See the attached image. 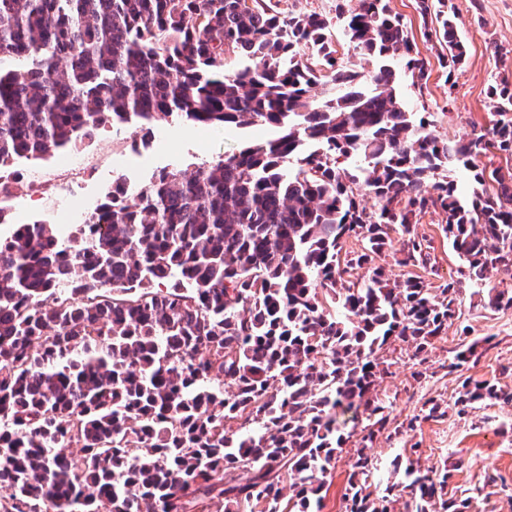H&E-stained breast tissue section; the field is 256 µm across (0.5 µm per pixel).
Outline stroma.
<instances>
[{
    "mask_svg": "<svg viewBox=\"0 0 512 512\" xmlns=\"http://www.w3.org/2000/svg\"><path fill=\"white\" fill-rule=\"evenodd\" d=\"M277 10L288 14L317 13L329 22L338 56L349 67L370 75L373 66L349 51L336 17V0H272ZM390 10L400 14L422 57L428 62V77L419 86L404 83L403 102L418 113L429 131L444 140L466 139L487 133L494 118L489 91L503 78L512 79V0H445V12L454 14L457 31L465 46V60L454 76L441 66L439 43L426 40L416 0H387ZM272 126L205 127L173 121L152 126L150 133L129 126L108 130L94 139L66 149L64 156L18 162L26 177L42 175L48 183L44 192L28 190L24 181L9 184L0 200L5 219L0 238L9 237L16 225L42 221L69 235L86 214L102 202L117 179L137 188L163 170L195 172L203 163L236 152L247 142L276 136ZM77 163L79 172L62 175V157ZM439 214L430 212L419 219V230L430 240L436 259L435 270L424 278L432 286L447 281L461 288L459 321L450 323L443 339L427 354L426 363L415 366L404 351L390 357L387 375L377 381L380 398L394 403L391 420L399 424L418 414L422 404L435 399L447 406L445 416L418 423L393 441L378 437L369 450L380 463L382 475L396 483L391 460L400 449H415L422 467L447 464L451 477L448 491L470 498L472 512H512V403L495 402L457 415L453 401L463 378L489 380L512 388V308L493 310L485 292L475 293L463 263L448 247L439 224ZM477 345L478 359L461 372L448 370L450 351L461 344ZM422 378H414V370Z\"/></svg>",
    "mask_w": 512,
    "mask_h": 512,
    "instance_id": "35a3bbf8",
    "label": "stroma"
}]
</instances>
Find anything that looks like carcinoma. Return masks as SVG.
Wrapping results in <instances>:
<instances>
[{
  "mask_svg": "<svg viewBox=\"0 0 512 512\" xmlns=\"http://www.w3.org/2000/svg\"><path fill=\"white\" fill-rule=\"evenodd\" d=\"M336 14L368 82L327 19L267 0H0V195L15 163L110 127L280 129L191 176L116 181L66 238L42 222L0 238V512H322L350 412L364 425L344 512H469L447 467L409 457L393 463L405 497L370 491L366 449L414 428L390 427L375 393L386 352L426 354L457 312L456 282L412 272L435 268L413 220L443 215L473 285L512 274V172L480 164L512 157V84L491 88V137L450 144L401 103L398 69L414 85L427 71L403 17L386 0H336ZM436 18L426 37L451 77L465 47L455 16ZM231 56L249 64L226 72ZM451 160L471 172L466 197ZM394 228L399 279L377 263ZM488 306L512 308V287ZM499 400L512 389L466 380L454 406Z\"/></svg>",
  "mask_w": 512,
  "mask_h": 512,
  "instance_id": "1",
  "label": "carcinoma"
}]
</instances>
